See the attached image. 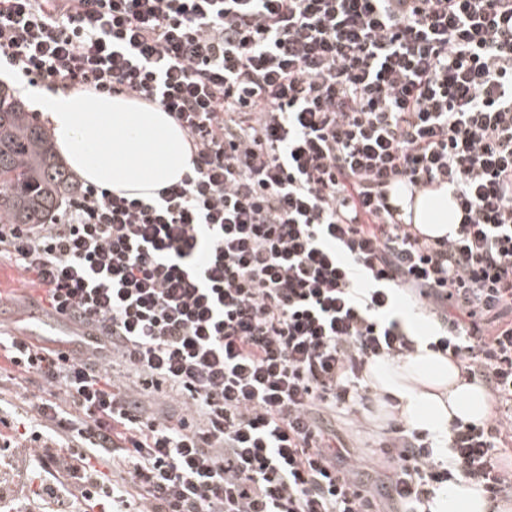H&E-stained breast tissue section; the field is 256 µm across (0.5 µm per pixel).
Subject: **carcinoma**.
Masks as SVG:
<instances>
[{"label":"carcinoma","instance_id":"carcinoma-1","mask_svg":"<svg viewBox=\"0 0 512 512\" xmlns=\"http://www.w3.org/2000/svg\"><path fill=\"white\" fill-rule=\"evenodd\" d=\"M67 188L68 174L44 132L0 87V220L42 224Z\"/></svg>","mask_w":512,"mask_h":512}]
</instances>
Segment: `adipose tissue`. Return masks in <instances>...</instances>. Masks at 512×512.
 Instances as JSON below:
<instances>
[{
    "label": "adipose tissue",
    "instance_id": "obj_1",
    "mask_svg": "<svg viewBox=\"0 0 512 512\" xmlns=\"http://www.w3.org/2000/svg\"><path fill=\"white\" fill-rule=\"evenodd\" d=\"M42 114L65 164L83 181L114 191L149 193L180 180L189 170L182 130L164 112L121 97L81 92L46 97ZM460 221L446 191L417 197L413 222L423 234L443 236ZM367 385L390 397L399 422L409 431L447 438L454 420L487 417L483 389L463 376L459 365L418 342L402 359L370 360ZM473 483L458 481L436 489L425 512H490L494 508ZM512 512V505L496 506Z\"/></svg>",
    "mask_w": 512,
    "mask_h": 512
}]
</instances>
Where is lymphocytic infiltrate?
I'll use <instances>...</instances> for the list:
<instances>
[{"instance_id":"1","label":"lymphocytic infiltrate","mask_w":512,"mask_h":512,"mask_svg":"<svg viewBox=\"0 0 512 512\" xmlns=\"http://www.w3.org/2000/svg\"><path fill=\"white\" fill-rule=\"evenodd\" d=\"M2 64L167 112L191 155L149 196L76 183L48 223H0V255L78 329H0L1 492L26 512L512 492V0H0ZM401 188L447 190L460 224L422 234ZM405 302L495 416L442 446L392 427L368 482L325 414L366 404L370 359L415 352Z\"/></svg>"}]
</instances>
